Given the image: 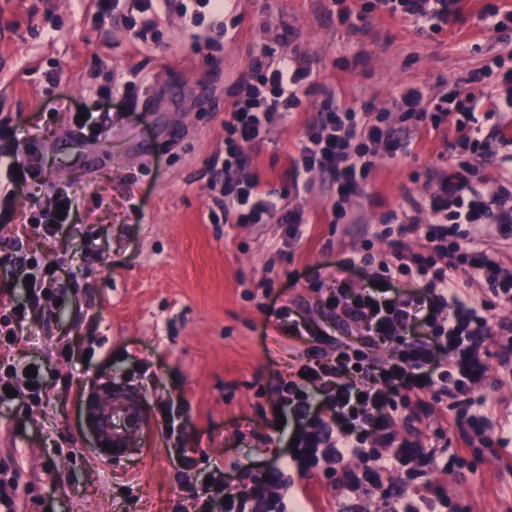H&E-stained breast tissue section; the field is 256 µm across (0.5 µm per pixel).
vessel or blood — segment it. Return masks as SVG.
<instances>
[{
    "label": "vessel or blood",
    "mask_w": 512,
    "mask_h": 512,
    "mask_svg": "<svg viewBox=\"0 0 512 512\" xmlns=\"http://www.w3.org/2000/svg\"><path fill=\"white\" fill-rule=\"evenodd\" d=\"M85 419L97 432L95 456L112 463L125 457L132 440L150 424L138 402L125 396L89 401Z\"/></svg>",
    "instance_id": "1"
}]
</instances>
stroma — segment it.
Returning a JSON list of instances; mask_svg holds the SVG:
<instances>
[{"instance_id": "stroma-1", "label": "stroma", "mask_w": 512, "mask_h": 512, "mask_svg": "<svg viewBox=\"0 0 512 512\" xmlns=\"http://www.w3.org/2000/svg\"><path fill=\"white\" fill-rule=\"evenodd\" d=\"M486 2L461 0L460 21L439 33L378 15L352 34L338 14L366 0H228L229 34L214 55L173 12L160 13L158 40L142 43L126 16L99 20L98 0H0V130L38 135L45 164L41 184L15 188L13 210L0 209V311L26 301L25 255L57 265L66 288L51 318L31 315L0 351L1 369L36 364L44 383L39 399L0 406V468L16 479L15 512H177L188 497L178 449H196L200 470L214 459L228 469L272 460L259 440L277 431L269 386L309 344L275 341L271 309L330 322L310 275L342 248H362L364 225L411 211L446 146L443 133L424 134L411 156L382 162L356 223H329L326 196L304 195L311 223L291 250L284 225L208 219L223 198L211 167L224 157L240 82L267 48L312 62L308 102L248 149L241 173L280 191L327 92L389 110L406 89L437 102L480 70L475 94L499 90L512 69V22L481 19ZM100 69L120 84L146 79L149 90L100 99ZM63 98L110 114L99 138L74 128L57 108ZM63 186L79 199L71 223L50 238L21 224L20 211L49 207ZM106 383L134 393L150 418L138 449L115 463L95 458L83 416ZM473 463L449 470V492L472 512H512V444L482 449Z\"/></svg>"}]
</instances>
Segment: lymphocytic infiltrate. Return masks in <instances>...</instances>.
I'll list each match as a JSON object with an SVG mask.
<instances>
[{
	"label": "lymphocytic infiltrate",
	"instance_id": "1",
	"mask_svg": "<svg viewBox=\"0 0 512 512\" xmlns=\"http://www.w3.org/2000/svg\"><path fill=\"white\" fill-rule=\"evenodd\" d=\"M372 9L395 20H409L422 32H438L455 24L459 0H373ZM102 14H139L136 37L156 39L160 11H175L188 27L202 30L211 51L223 48L228 33L224 0H100ZM241 97L224 122L228 148L224 156V200L221 213L228 224H282L289 245L300 244L309 222L298 200L314 187V174L330 176L335 192L330 200L333 223L351 219L362 185L381 161L409 150L420 131H439L454 121L458 133L450 142L447 166L429 174L433 191L416 203L429 210L432 221L390 213L387 234L390 258L372 272L373 285L354 289L349 273L369 266L357 251L343 253L316 283L354 341L339 342L326 355L314 345L302 354L273 391L282 415L292 422L295 445L282 446L266 436L269 447H285L261 470L236 465L240 480L230 484L221 462H212L206 482L195 491L185 512H312L306 487L295 477L323 471L337 493L351 492L352 504L339 512H365V500L376 495L387 512H467L448 493L443 481L450 466L464 462L478 448L508 446L512 438L499 430L495 409L478 396L488 359H497L505 378H512V272L497 258L498 248L512 246V178L490 172L494 194H484L468 177L482 156L483 141L476 112L480 100L457 91L455 112L422 108L421 90H405L395 112L377 111L370 104L351 106L328 93L321 104L322 121L300 138L291 158L288 193L263 189L259 180L237 177L246 160V146L262 143L270 128L284 124L310 94L312 67L296 54L277 59L257 57ZM0 176L24 185L44 177L38 137H27L24 152L13 142L0 143ZM47 211L21 213L44 237L54 236L63 220L71 219L78 198L69 188L58 189ZM64 211H57V204ZM423 240L424 248L410 252L405 242ZM28 307L0 313V349L10 347L29 310L41 309L52 295L46 279H57L55 266L30 260ZM472 272L483 284L481 295H469L457 278ZM500 310L493 318L492 310ZM387 345L390 357L375 362L373 347ZM460 442L451 446L447 433ZM356 456L360 467L346 466ZM405 470L411 487L395 489L392 475Z\"/></svg>",
	"mask_w": 512,
	"mask_h": 512
}]
</instances>
